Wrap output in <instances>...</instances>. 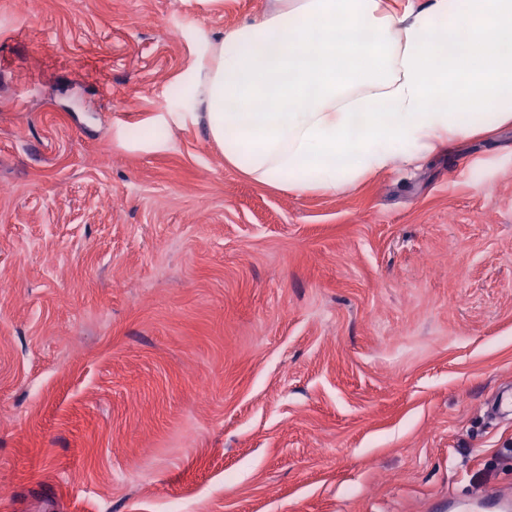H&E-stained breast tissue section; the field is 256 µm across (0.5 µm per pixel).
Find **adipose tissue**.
Returning <instances> with one entry per match:
<instances>
[{"mask_svg": "<svg viewBox=\"0 0 512 512\" xmlns=\"http://www.w3.org/2000/svg\"><path fill=\"white\" fill-rule=\"evenodd\" d=\"M184 80L227 166L299 194L333 191L512 125V0H281L225 34Z\"/></svg>", "mask_w": 512, "mask_h": 512, "instance_id": "1", "label": "adipose tissue"}]
</instances>
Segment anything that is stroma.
<instances>
[{"mask_svg":"<svg viewBox=\"0 0 512 512\" xmlns=\"http://www.w3.org/2000/svg\"><path fill=\"white\" fill-rule=\"evenodd\" d=\"M273 2L0 0V512L512 491V127L249 181L157 118Z\"/></svg>","mask_w":512,"mask_h":512,"instance_id":"35a3bbf8","label":"stroma"}]
</instances>
